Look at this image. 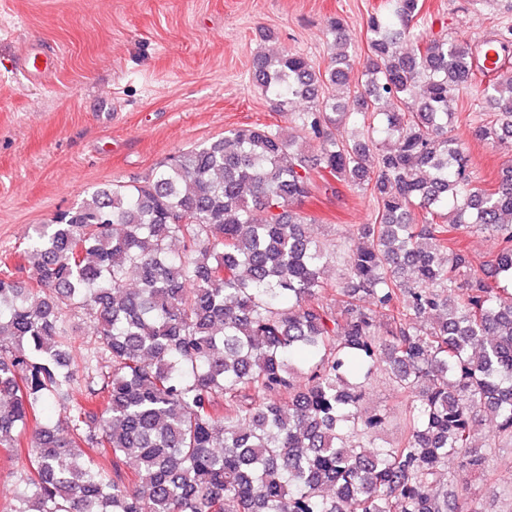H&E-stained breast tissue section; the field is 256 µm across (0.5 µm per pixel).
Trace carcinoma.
I'll list each match as a JSON object with an SVG mask.
<instances>
[{
    "label": "carcinoma",
    "mask_w": 512,
    "mask_h": 512,
    "mask_svg": "<svg viewBox=\"0 0 512 512\" xmlns=\"http://www.w3.org/2000/svg\"><path fill=\"white\" fill-rule=\"evenodd\" d=\"M387 4L354 112L319 98L355 68L342 19L322 74L256 55L274 111L310 103L314 159L278 125L228 129L36 227L31 281L0 273V448L29 438L5 512H480L447 470L485 469V413L512 438V166L475 184L448 134L470 48L415 27L424 0ZM484 92L496 119L468 136L512 148V70ZM351 120L366 134L344 137ZM317 176L377 204L346 254L294 209ZM474 226L497 242L486 265L455 246ZM383 363L405 398L391 448L387 416L362 411Z\"/></svg>",
    "instance_id": "obj_1"
}]
</instances>
